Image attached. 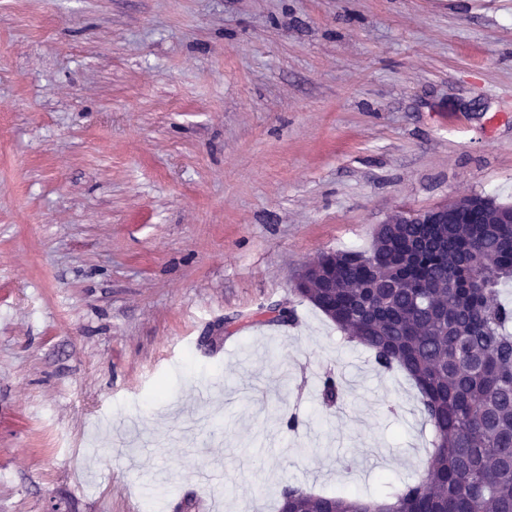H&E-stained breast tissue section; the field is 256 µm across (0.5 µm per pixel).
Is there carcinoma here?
I'll return each mask as SVG.
<instances>
[{
	"instance_id": "1",
	"label": "carcinoma",
	"mask_w": 512,
	"mask_h": 512,
	"mask_svg": "<svg viewBox=\"0 0 512 512\" xmlns=\"http://www.w3.org/2000/svg\"><path fill=\"white\" fill-rule=\"evenodd\" d=\"M512 207L485 203L469 219L382 224L368 252L323 255L295 288L374 366L399 368L432 427L424 473L389 499L391 512H512ZM329 374L320 395L344 398ZM300 512H369L361 497L282 492Z\"/></svg>"
}]
</instances>
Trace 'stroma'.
<instances>
[{"label": "stroma", "instance_id": "stroma-1", "mask_svg": "<svg viewBox=\"0 0 512 512\" xmlns=\"http://www.w3.org/2000/svg\"><path fill=\"white\" fill-rule=\"evenodd\" d=\"M464 190L512 204V0H0V512L422 475L413 382L294 279ZM345 386L342 379L332 374H328L321 381L320 395L324 402L328 404H338L344 398Z\"/></svg>", "mask_w": 512, "mask_h": 512}]
</instances>
